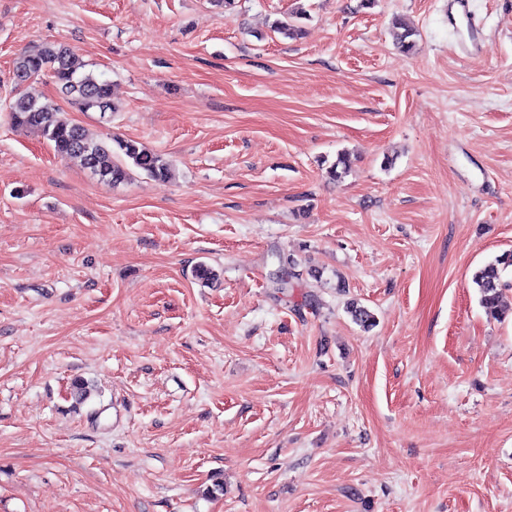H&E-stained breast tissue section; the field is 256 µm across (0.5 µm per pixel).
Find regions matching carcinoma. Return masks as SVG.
Wrapping results in <instances>:
<instances>
[{"label":"carcinoma","instance_id":"obj_1","mask_svg":"<svg viewBox=\"0 0 512 512\" xmlns=\"http://www.w3.org/2000/svg\"><path fill=\"white\" fill-rule=\"evenodd\" d=\"M303 13L296 12L287 20H278L274 30L287 35L299 31L298 20ZM397 45L408 52L413 48L415 31L402 22ZM83 65L71 48L63 43L45 42L19 56L13 67L15 83L21 90L9 105V117L16 127L36 131L61 156L81 158L85 168L98 180L117 186L131 180L135 173H143L155 180L165 181L170 176V164L160 154L150 151L133 140L112 137L95 139L87 130L49 109L37 93L31 91L33 80L49 74L62 95L81 112H97L101 118L116 110L111 86L82 71ZM512 267V252L504 253L479 268L472 277L478 288L480 303L487 315L496 318L501 312L503 294L502 272ZM347 312L358 325L368 328L374 323L373 313L358 302H351Z\"/></svg>","mask_w":512,"mask_h":512}]
</instances>
